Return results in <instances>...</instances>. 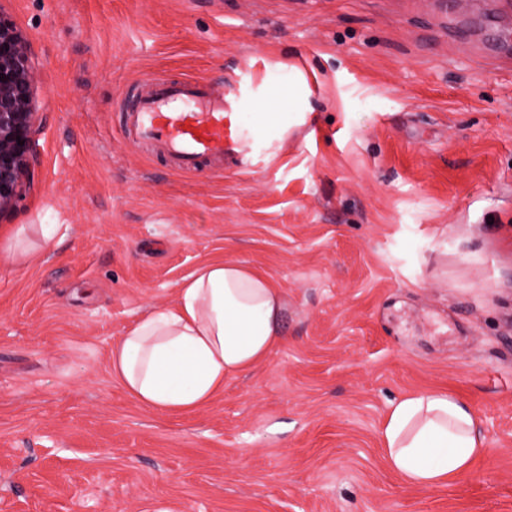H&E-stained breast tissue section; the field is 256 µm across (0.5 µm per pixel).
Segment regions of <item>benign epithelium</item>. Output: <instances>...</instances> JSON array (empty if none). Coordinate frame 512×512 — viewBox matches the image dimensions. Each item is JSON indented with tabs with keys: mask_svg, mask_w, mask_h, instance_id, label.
<instances>
[{
	"mask_svg": "<svg viewBox=\"0 0 512 512\" xmlns=\"http://www.w3.org/2000/svg\"><path fill=\"white\" fill-rule=\"evenodd\" d=\"M35 70L29 47L14 24L0 15V216L20 197L32 153ZM24 145H18V142Z\"/></svg>",
	"mask_w": 512,
	"mask_h": 512,
	"instance_id": "7a95c632",
	"label": "benign epithelium"
}]
</instances>
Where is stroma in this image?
<instances>
[{"label":"stroma","mask_w":512,"mask_h":512,"mask_svg":"<svg viewBox=\"0 0 512 512\" xmlns=\"http://www.w3.org/2000/svg\"><path fill=\"white\" fill-rule=\"evenodd\" d=\"M36 72L33 175L0 217V512H512V61L437 0H0ZM233 80L261 157L126 146L143 77ZM276 103L277 120L259 109ZM281 289L287 339L158 413L112 346L200 266ZM462 398L487 452L406 484L392 401Z\"/></svg>","instance_id":"1"}]
</instances>
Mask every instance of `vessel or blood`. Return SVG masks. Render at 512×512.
I'll use <instances>...</instances> for the list:
<instances>
[{
	"label": "vessel or blood",
	"mask_w": 512,
	"mask_h": 512,
	"mask_svg": "<svg viewBox=\"0 0 512 512\" xmlns=\"http://www.w3.org/2000/svg\"><path fill=\"white\" fill-rule=\"evenodd\" d=\"M235 114L229 87L194 77L147 78L121 132L127 144L159 150L181 172L194 171L205 161L239 165L251 155L252 137L237 125Z\"/></svg>",
	"instance_id": "1"
}]
</instances>
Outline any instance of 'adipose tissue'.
<instances>
[{
  "mask_svg": "<svg viewBox=\"0 0 512 512\" xmlns=\"http://www.w3.org/2000/svg\"><path fill=\"white\" fill-rule=\"evenodd\" d=\"M271 279L233 261L196 270L176 301L141 316L112 347V376L143 408L201 409L286 340ZM390 468L413 487H436L486 453L470 407L446 392L392 402L381 428Z\"/></svg>",
  "mask_w": 512,
  "mask_h": 512,
  "instance_id": "1",
  "label": "adipose tissue"
}]
</instances>
